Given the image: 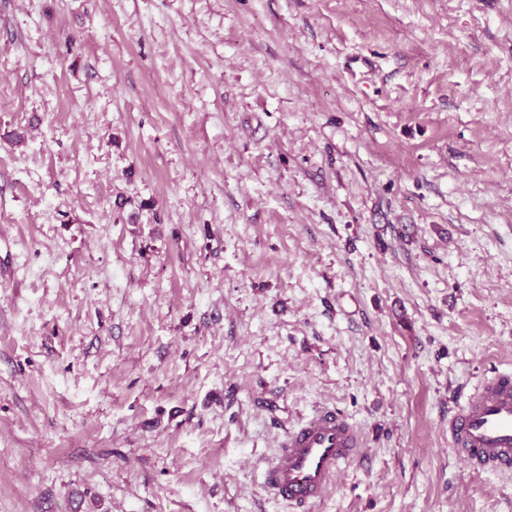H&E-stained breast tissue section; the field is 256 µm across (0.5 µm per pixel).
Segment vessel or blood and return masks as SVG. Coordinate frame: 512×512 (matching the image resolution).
Returning a JSON list of instances; mask_svg holds the SVG:
<instances>
[{"instance_id":"b4317fda","label":"vessel or blood","mask_w":512,"mask_h":512,"mask_svg":"<svg viewBox=\"0 0 512 512\" xmlns=\"http://www.w3.org/2000/svg\"><path fill=\"white\" fill-rule=\"evenodd\" d=\"M448 443L476 470H512V373L494 372L448 415ZM362 438L353 423L322 405L289 428L263 469L264 485L293 512L323 501L345 467L359 455Z\"/></svg>"}]
</instances>
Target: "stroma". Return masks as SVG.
Segmentation results:
<instances>
[{
	"mask_svg": "<svg viewBox=\"0 0 512 512\" xmlns=\"http://www.w3.org/2000/svg\"><path fill=\"white\" fill-rule=\"evenodd\" d=\"M512 0H0V512H512ZM448 443L474 470H512V373L485 376L448 413ZM362 447L355 425L335 407L321 405L288 429L263 469L265 488L290 508L308 511L327 497Z\"/></svg>",
	"mask_w": 512,
	"mask_h": 512,
	"instance_id": "obj_1",
	"label": "stroma"
}]
</instances>
